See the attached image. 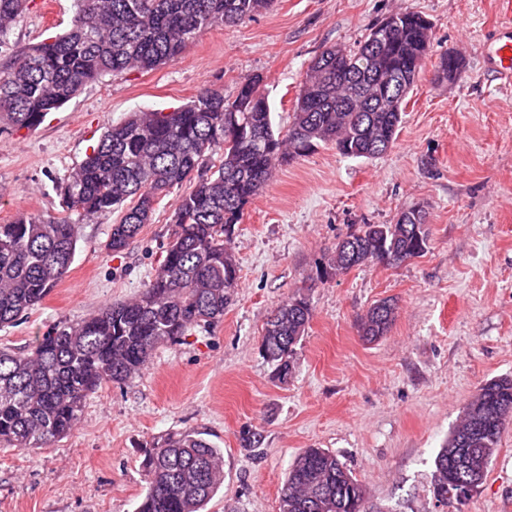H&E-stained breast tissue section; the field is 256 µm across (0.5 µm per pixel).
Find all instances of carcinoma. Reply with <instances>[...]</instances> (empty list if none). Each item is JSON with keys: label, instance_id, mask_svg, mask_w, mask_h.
<instances>
[{"label": "carcinoma", "instance_id": "cac0c4a2", "mask_svg": "<svg viewBox=\"0 0 512 512\" xmlns=\"http://www.w3.org/2000/svg\"><path fill=\"white\" fill-rule=\"evenodd\" d=\"M28 0H0V46ZM273 0H74L70 28L14 54L0 71V132L36 131L90 82L175 60L206 31L251 19ZM431 23L413 11L372 25L353 49L331 47L309 65L286 132L277 129L262 77L244 78L233 98L206 87L170 112H134L108 126L81 163L57 183L67 215L20 213L0 224V327L15 324L67 274L76 225L120 212L106 248L121 253L150 223L163 193L187 181L162 260L133 299L52 327L29 352L0 348V445L47 448L78 425L88 398L128 383L161 345L224 316L237 286L231 239L245 206L268 185L278 162L332 144L346 157L373 159L393 144L403 105L431 49ZM422 209L392 224H365L336 243L319 266L326 279L366 263L393 266L428 244ZM396 307L370 306L361 336L387 334ZM312 316L309 299L282 302L267 319L261 350L278 379L292 374L296 345ZM501 424L474 429L484 414ZM512 420V377L487 381L435 457L440 501L465 500L451 482L480 485ZM467 452H461V449ZM224 450L195 429L158 438L144 461L136 512H202L224 484ZM365 489L333 452L306 448L280 492V512H365Z\"/></svg>", "mask_w": 512, "mask_h": 512}]
</instances>
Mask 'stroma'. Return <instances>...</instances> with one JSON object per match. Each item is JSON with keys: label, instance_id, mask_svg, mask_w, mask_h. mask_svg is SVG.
<instances>
[{"label": "stroma", "instance_id": "obj_1", "mask_svg": "<svg viewBox=\"0 0 512 512\" xmlns=\"http://www.w3.org/2000/svg\"><path fill=\"white\" fill-rule=\"evenodd\" d=\"M402 10L431 21L432 51L393 147L365 160L323 145L277 165L235 227L238 284L223 317L159 347L133 382L91 395L55 446H0V512H135L147 451L189 428L224 450V486L205 512H279L288 470L307 448L332 451L351 469L367 512H512V424L465 505L434 494L435 457L465 406L485 382L512 376V83L485 56L512 28V0H275L252 20L207 31L173 62L89 83L37 131L0 134V224L22 212L63 217L56 185L107 124L169 111L204 87L229 98L242 78L262 76L275 125L287 129L310 62L327 47L357 46ZM73 13L72 0H29L0 64L68 28ZM451 52L462 74L448 83L438 64ZM190 189L164 197L118 254L104 248L116 214L79 224L68 273L0 329V346L30 350L50 326L135 297ZM414 207L428 214L423 256L318 279L340 239ZM298 294L312 317L282 382L261 351L262 330ZM383 299L395 303L396 319L366 342L357 319ZM252 431L261 447H247Z\"/></svg>", "mask_w": 512, "mask_h": 512}]
</instances>
